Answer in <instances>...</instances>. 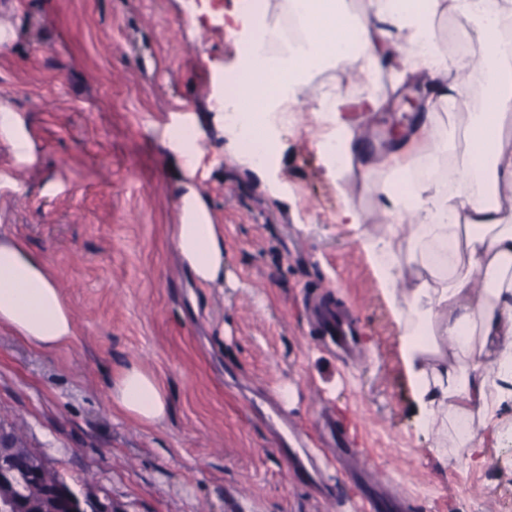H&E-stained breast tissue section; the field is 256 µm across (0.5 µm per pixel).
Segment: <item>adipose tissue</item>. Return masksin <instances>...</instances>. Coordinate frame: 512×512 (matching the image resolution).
Here are the masks:
<instances>
[{
    "label": "adipose tissue",
    "instance_id": "obj_1",
    "mask_svg": "<svg viewBox=\"0 0 512 512\" xmlns=\"http://www.w3.org/2000/svg\"><path fill=\"white\" fill-rule=\"evenodd\" d=\"M282 0V16L300 12L306 42L281 48L274 62L255 63L251 52L259 0H240L239 47L247 65L241 89L226 105L251 116L256 141L276 146L288 101L274 98L268 72L277 68L291 98H299L316 63L352 72L374 83L387 74L391 89L421 78L433 88L390 140L369 155L362 148L369 117L386 110L387 96L371 93L350 112V95L330 93L314 111L323 141L345 159L335 172L358 176L375 194L389 225L385 234L364 233L363 248L379 272L382 289L402 335V360L423 424L435 428L436 457L455 465L481 462L488 433H500L512 415V55L498 48L493 25L484 22V0ZM461 11L472 23L471 50L447 56L435 21ZM490 83L484 111L470 115L449 187L417 179L418 162L432 157L444 131L443 113L464 91L471 74ZM185 170L175 198L181 222L172 241L191 282L224 281V231L212 221L194 181L193 145L170 140ZM410 268L391 275L399 261ZM0 326L26 343L52 351L76 336L70 310L48 272V258L12 237L0 236ZM113 406L147 425L165 421L166 394L157 379L135 365L120 368L111 383ZM453 436L461 455L444 451Z\"/></svg>",
    "mask_w": 512,
    "mask_h": 512
}]
</instances>
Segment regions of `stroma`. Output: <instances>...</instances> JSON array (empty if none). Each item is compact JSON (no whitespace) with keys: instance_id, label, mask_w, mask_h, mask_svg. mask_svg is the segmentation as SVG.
<instances>
[{"instance_id":"stroma-1","label":"stroma","mask_w":512,"mask_h":512,"mask_svg":"<svg viewBox=\"0 0 512 512\" xmlns=\"http://www.w3.org/2000/svg\"><path fill=\"white\" fill-rule=\"evenodd\" d=\"M241 64L223 16L197 0H0V233L47 253L77 331L47 352L0 329V429L102 485L120 512H352L343 477L290 472L262 418L276 402L309 431L333 409L413 512H512V431L487 436L481 464L436 458L389 304L338 219L351 205L368 231L387 229L307 132L325 91L359 86L333 67L311 75L260 178L214 122ZM184 127L224 228L220 285L188 284L171 242L179 166L166 143ZM308 295L348 305L360 360L308 336ZM130 364L164 388L162 424L113 407L112 378Z\"/></svg>"}]
</instances>
